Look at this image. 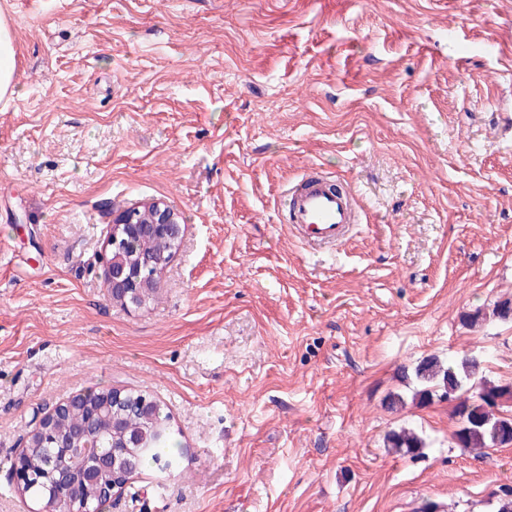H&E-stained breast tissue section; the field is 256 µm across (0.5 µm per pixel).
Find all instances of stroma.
<instances>
[{
  "label": "stroma",
  "mask_w": 512,
  "mask_h": 512,
  "mask_svg": "<svg viewBox=\"0 0 512 512\" xmlns=\"http://www.w3.org/2000/svg\"><path fill=\"white\" fill-rule=\"evenodd\" d=\"M0 512L40 418L89 388L160 400L183 473L103 512H493L512 445L468 451L419 362L512 386V0H0ZM361 203L304 248L276 202L309 168ZM185 235L155 300L108 298L113 211ZM479 313L476 323L464 316ZM398 394L402 403H391ZM410 428L426 446L388 448ZM20 53L13 27L8 18L0 14V106L6 109L18 91Z\"/></svg>",
  "instance_id": "obj_1"
}]
</instances>
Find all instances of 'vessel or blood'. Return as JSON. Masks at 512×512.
<instances>
[{
	"mask_svg": "<svg viewBox=\"0 0 512 512\" xmlns=\"http://www.w3.org/2000/svg\"><path fill=\"white\" fill-rule=\"evenodd\" d=\"M282 204L290 233L313 251L342 246L358 222L351 193L335 192L331 178L311 172L284 191Z\"/></svg>",
	"mask_w": 512,
	"mask_h": 512,
	"instance_id": "vessel-or-blood-1",
	"label": "vessel or blood"
}]
</instances>
